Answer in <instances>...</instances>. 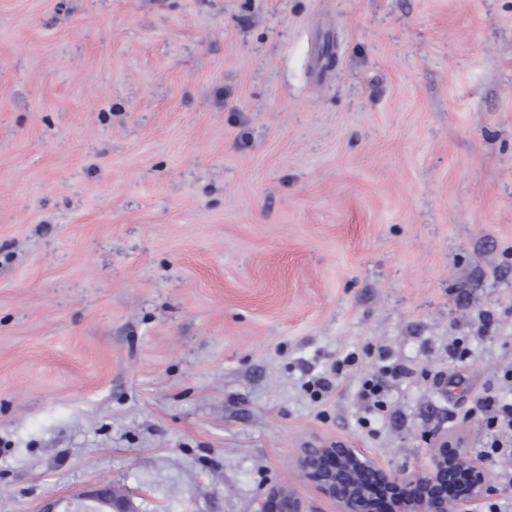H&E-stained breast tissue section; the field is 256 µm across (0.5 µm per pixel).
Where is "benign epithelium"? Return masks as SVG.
<instances>
[{
	"instance_id": "7a95c632",
	"label": "benign epithelium",
	"mask_w": 512,
	"mask_h": 512,
	"mask_svg": "<svg viewBox=\"0 0 512 512\" xmlns=\"http://www.w3.org/2000/svg\"><path fill=\"white\" fill-rule=\"evenodd\" d=\"M428 462L412 473H398L380 465L362 449L344 440L316 439L298 454L301 472L340 512H372L371 494L378 487L408 485L422 490L408 501H398L391 512H480L485 497L493 492L484 465L466 462L465 442L446 432L430 438ZM468 475V488L457 498L447 496L458 473ZM41 512H139L133 499L100 483L75 498L50 499ZM254 512H302L294 493L274 488L256 499Z\"/></svg>"
}]
</instances>
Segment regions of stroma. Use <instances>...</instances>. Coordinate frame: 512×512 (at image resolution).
<instances>
[{
  "mask_svg": "<svg viewBox=\"0 0 512 512\" xmlns=\"http://www.w3.org/2000/svg\"><path fill=\"white\" fill-rule=\"evenodd\" d=\"M511 367L512 0H0V512H339L304 441L475 458ZM376 360L379 364V375L367 378L359 391V400L367 414H380L386 409L388 379L407 378L411 374L410 369L404 364H385L390 360L389 354L385 351L378 350ZM133 499L117 494L108 483H100L75 498L50 499L40 512H139ZM254 512H302L300 500L296 494H282L277 488L256 499Z\"/></svg>",
  "mask_w": 512,
  "mask_h": 512,
  "instance_id": "1",
  "label": "stroma"
}]
</instances>
